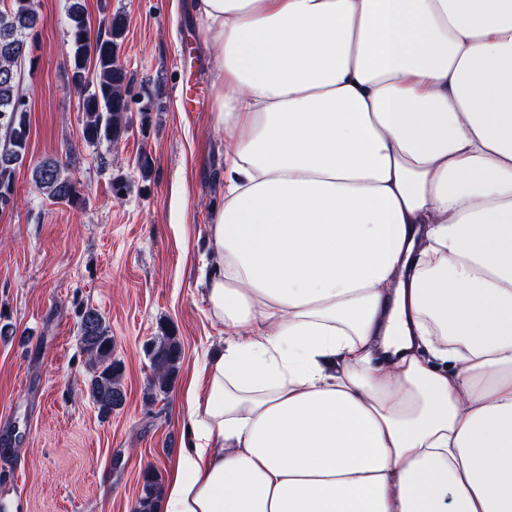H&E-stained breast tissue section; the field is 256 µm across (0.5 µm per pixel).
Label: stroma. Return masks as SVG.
<instances>
[{
	"mask_svg": "<svg viewBox=\"0 0 512 512\" xmlns=\"http://www.w3.org/2000/svg\"><path fill=\"white\" fill-rule=\"evenodd\" d=\"M42 25L21 90L30 141L15 203L0 217V512H134L142 474L169 479L183 442L187 383L231 334L213 319L200 269L224 199V135L214 131L211 53L193 0H85L89 17L120 13L119 57L132 109L153 102L113 144H87L64 65L68 0H36ZM152 166L141 170V156ZM69 168L78 206L49 201L32 169ZM112 331L126 399L101 415L80 343L78 313ZM173 330L182 346L165 394L148 399L147 345Z\"/></svg>",
	"mask_w": 512,
	"mask_h": 512,
	"instance_id": "obj_1",
	"label": "stroma"
}]
</instances>
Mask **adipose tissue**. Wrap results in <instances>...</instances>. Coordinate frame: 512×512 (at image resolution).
<instances>
[{
    "label": "adipose tissue",
    "mask_w": 512,
    "mask_h": 512,
    "mask_svg": "<svg viewBox=\"0 0 512 512\" xmlns=\"http://www.w3.org/2000/svg\"><path fill=\"white\" fill-rule=\"evenodd\" d=\"M236 335L162 512H512V0H195Z\"/></svg>",
    "instance_id": "ef3b65f1"
}]
</instances>
